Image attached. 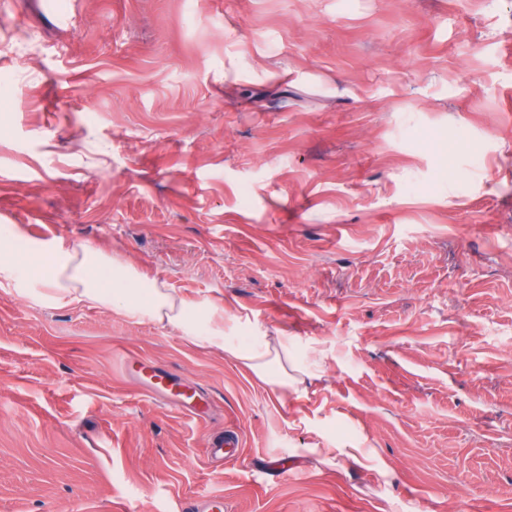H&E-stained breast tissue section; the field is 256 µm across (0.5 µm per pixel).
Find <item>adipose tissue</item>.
I'll use <instances>...</instances> for the list:
<instances>
[{
	"label": "adipose tissue",
	"instance_id": "adipose-tissue-1",
	"mask_svg": "<svg viewBox=\"0 0 512 512\" xmlns=\"http://www.w3.org/2000/svg\"><path fill=\"white\" fill-rule=\"evenodd\" d=\"M19 236L13 230L0 238V280L15 283L21 292L54 308L96 306L157 323L187 345L227 354L273 391L287 389V377L273 370L288 357L287 339L274 342L264 335L246 345L230 343L223 302L186 298L126 259L87 246L44 240L23 258L13 245Z\"/></svg>",
	"mask_w": 512,
	"mask_h": 512
}]
</instances>
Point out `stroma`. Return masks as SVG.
I'll return each mask as SVG.
<instances>
[{
  "label": "stroma",
  "instance_id": "35a3bbf8",
  "mask_svg": "<svg viewBox=\"0 0 512 512\" xmlns=\"http://www.w3.org/2000/svg\"><path fill=\"white\" fill-rule=\"evenodd\" d=\"M1 224L223 301L300 383L0 286V512H512V0H0ZM133 363L127 361L126 374L129 376ZM136 384L150 397L158 399L162 404L171 406L181 413L198 421H207L210 408L200 391L189 386H181L177 376L162 370L150 361L141 360L131 372ZM241 444L237 434H226L225 436L215 437L210 442V448H206L208 459L236 457L241 452Z\"/></svg>",
  "mask_w": 512,
  "mask_h": 512
}]
</instances>
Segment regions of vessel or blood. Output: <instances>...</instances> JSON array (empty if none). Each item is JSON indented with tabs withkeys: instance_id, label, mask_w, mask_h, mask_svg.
Masks as SVG:
<instances>
[{
	"instance_id": "obj_1",
	"label": "vessel or blood",
	"mask_w": 512,
	"mask_h": 512,
	"mask_svg": "<svg viewBox=\"0 0 512 512\" xmlns=\"http://www.w3.org/2000/svg\"><path fill=\"white\" fill-rule=\"evenodd\" d=\"M136 384L150 397L175 408L196 420L204 421L210 416V408L200 391L179 384L174 373L162 370L150 361H140L132 370ZM241 452L237 434L213 438L206 450L207 458L235 457Z\"/></svg>"
}]
</instances>
